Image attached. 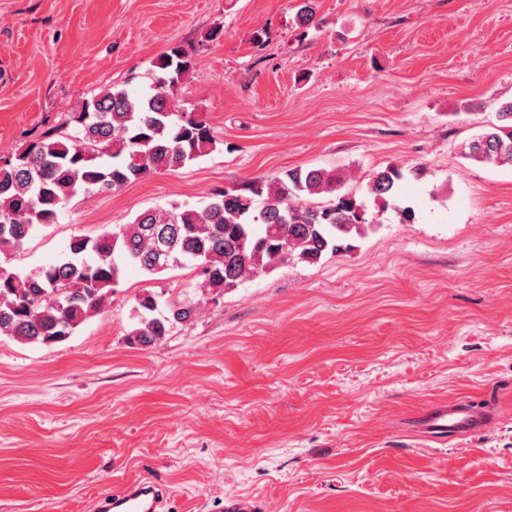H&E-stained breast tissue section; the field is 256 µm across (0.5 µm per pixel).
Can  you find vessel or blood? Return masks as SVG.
<instances>
[{
  "instance_id": "1",
  "label": "vessel or blood",
  "mask_w": 512,
  "mask_h": 512,
  "mask_svg": "<svg viewBox=\"0 0 512 512\" xmlns=\"http://www.w3.org/2000/svg\"><path fill=\"white\" fill-rule=\"evenodd\" d=\"M488 416L466 400L436 402L418 413L410 430L429 441L444 443L487 429ZM169 489L145 475L124 485L119 491L99 496L93 512H170Z\"/></svg>"
}]
</instances>
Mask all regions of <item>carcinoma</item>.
I'll list each match as a JSON object with an SVG mask.
<instances>
[{"label": "carcinoma", "instance_id": "cac0c4a2", "mask_svg": "<svg viewBox=\"0 0 512 512\" xmlns=\"http://www.w3.org/2000/svg\"><path fill=\"white\" fill-rule=\"evenodd\" d=\"M315 16L314 0H302L296 23ZM192 59L173 47L157 63L152 92L135 95L111 86L72 112L62 125L0 158V255L23 248L35 226L54 224L74 197L111 193L159 170L183 167L217 150L210 125L179 112L175 92ZM498 123L462 145V155L496 167H512V100L500 104ZM401 170L375 172L369 193L398 205ZM342 180L333 170L287 169L211 192L198 206L173 203L145 210L127 224L96 236L73 237L65 256L31 271L0 265V336L50 346L65 341L100 314L124 267L154 276L188 264L200 270L201 287L216 296L290 260L317 264L342 241L366 234L365 204L352 195L308 206L306 198L333 195ZM189 300L145 291L137 300L130 343L149 348L172 329L192 321Z\"/></svg>", "mask_w": 512, "mask_h": 512}]
</instances>
